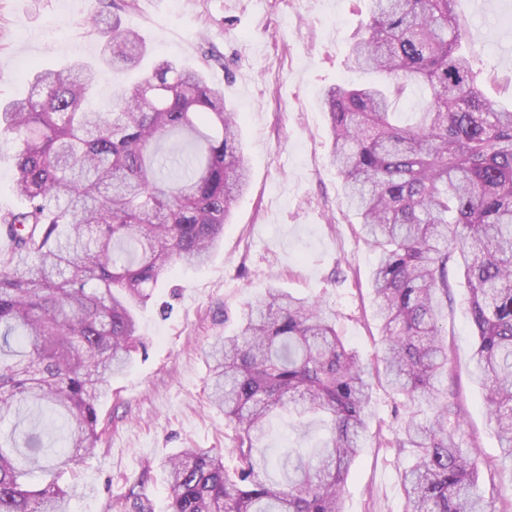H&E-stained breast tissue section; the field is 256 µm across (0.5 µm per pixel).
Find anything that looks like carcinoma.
Instances as JSON below:
<instances>
[{
  "instance_id": "carcinoma-1",
  "label": "carcinoma",
  "mask_w": 512,
  "mask_h": 512,
  "mask_svg": "<svg viewBox=\"0 0 512 512\" xmlns=\"http://www.w3.org/2000/svg\"><path fill=\"white\" fill-rule=\"evenodd\" d=\"M456 2L370 0L348 63L381 80L328 91L331 162L377 251L370 287L386 382L431 411L423 421L410 414L385 442L413 456L401 479L406 512H512L497 465L463 447L441 325L460 270L477 336L472 375L512 458V109L481 90ZM99 24L109 67L146 56L143 39L118 20ZM97 83L96 68L76 62L36 72L27 97L0 102L24 200L0 210V233L11 239L0 252V422L14 420L0 432V512H70L74 489L59 478L98 447L99 402L144 348L138 311L173 265L208 262L248 188L239 115L201 67L159 60L108 107L90 102ZM414 84L429 98L418 122L400 126L393 109ZM206 359L233 465L220 448L161 460L170 512H343L373 382L335 313L268 288ZM285 408L322 418L314 451L268 456L266 424ZM32 410L55 424L49 444H62L43 484L29 481L44 470L36 432H18ZM122 501L124 512H154L135 485Z\"/></svg>"
}]
</instances>
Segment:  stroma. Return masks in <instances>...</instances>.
Instances as JSON below:
<instances>
[{"label": "stroma", "mask_w": 512, "mask_h": 512, "mask_svg": "<svg viewBox=\"0 0 512 512\" xmlns=\"http://www.w3.org/2000/svg\"><path fill=\"white\" fill-rule=\"evenodd\" d=\"M369 0H0V97L26 95V70L57 69L79 59L96 62L105 35L90 17L117 15L146 41L148 56L125 72L105 74L96 100L147 74L161 58L206 65L240 115L250 188L234 205L224 242L206 266H175L165 274L140 317L146 349L112 381L99 411L109 432L64 483L80 494L71 512H120V497L146 463L182 448H223V412L204 388V353L214 337L232 332L244 305L275 286L326 302L338 315L347 345L372 360L380 345L369 277L376 253L342 204V179L329 159L330 133L322 105L339 83L368 81L348 68L349 39L367 18ZM456 11L468 23V46L484 74L485 93L512 104V0H470ZM444 319L466 431L481 457L498 465L502 491L512 490V465L487 424L482 392L469 373L476 338L468 320L467 289L453 274ZM410 412L383 381H375L370 436L353 464L344 512H404L401 476L407 456L383 448ZM323 432L319 418L291 425L272 419L267 452L310 449Z\"/></svg>", "instance_id": "35a3bbf8"}]
</instances>
